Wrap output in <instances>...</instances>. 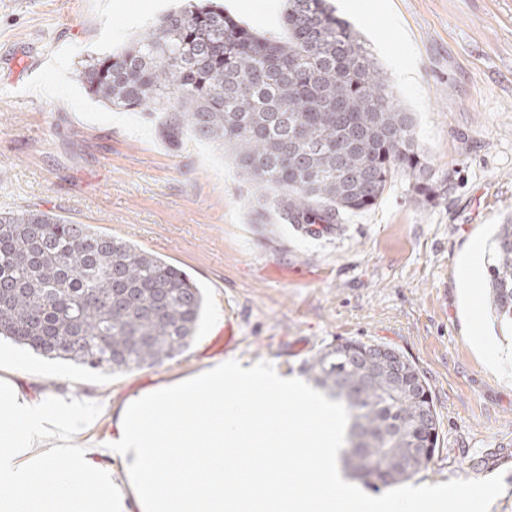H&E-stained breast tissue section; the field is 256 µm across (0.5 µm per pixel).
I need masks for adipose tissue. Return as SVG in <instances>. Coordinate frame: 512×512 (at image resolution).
<instances>
[{
	"mask_svg": "<svg viewBox=\"0 0 512 512\" xmlns=\"http://www.w3.org/2000/svg\"><path fill=\"white\" fill-rule=\"evenodd\" d=\"M0 353V512H336L346 479L335 403L260 366L219 360L111 409L107 458L72 448L82 402L32 400ZM119 459L127 491L114 489ZM468 489L418 486L370 512H463Z\"/></svg>",
	"mask_w": 512,
	"mask_h": 512,
	"instance_id": "obj_1",
	"label": "adipose tissue"
}]
</instances>
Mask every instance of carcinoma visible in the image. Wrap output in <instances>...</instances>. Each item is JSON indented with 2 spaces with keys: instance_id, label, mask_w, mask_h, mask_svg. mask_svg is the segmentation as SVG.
<instances>
[{
  "instance_id": "cac0c4a2",
  "label": "carcinoma",
  "mask_w": 512,
  "mask_h": 512,
  "mask_svg": "<svg viewBox=\"0 0 512 512\" xmlns=\"http://www.w3.org/2000/svg\"><path fill=\"white\" fill-rule=\"evenodd\" d=\"M286 38L224 13L220 0L166 12L132 44L85 60L80 78L106 105L165 112L173 147L190 133L227 150L257 185L254 223L330 231L375 207L395 174L437 196L430 162L351 25L328 0H286ZM491 312L512 326V217L488 264ZM205 306L194 279L157 256L36 206L0 212V338L91 369L154 367L182 354ZM305 373L349 413L344 467L373 487L431 461L438 422L431 390L400 351L348 340Z\"/></svg>"
}]
</instances>
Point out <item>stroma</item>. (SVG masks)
<instances>
[{"label": "stroma", "mask_w": 512, "mask_h": 512, "mask_svg": "<svg viewBox=\"0 0 512 512\" xmlns=\"http://www.w3.org/2000/svg\"><path fill=\"white\" fill-rule=\"evenodd\" d=\"M333 0L360 32L402 108L439 195L420 201L400 174L339 231L302 234L252 221L257 189L221 150L186 138L172 150L156 117L111 110L80 78L88 56L138 38L178 0H0V211L39 205L186 271L202 288L197 336L153 368L104 372L14 350V380L121 401L208 366L232 321L231 356L302 378L304 360L347 340L401 351L430 386L438 449L410 486L492 489L512 497V358L489 369L463 321L458 256L490 255L512 215V0ZM250 27L281 34V0H224ZM411 72L404 82L401 72ZM53 96H46V87Z\"/></svg>", "instance_id": "stroma-1"}]
</instances>
